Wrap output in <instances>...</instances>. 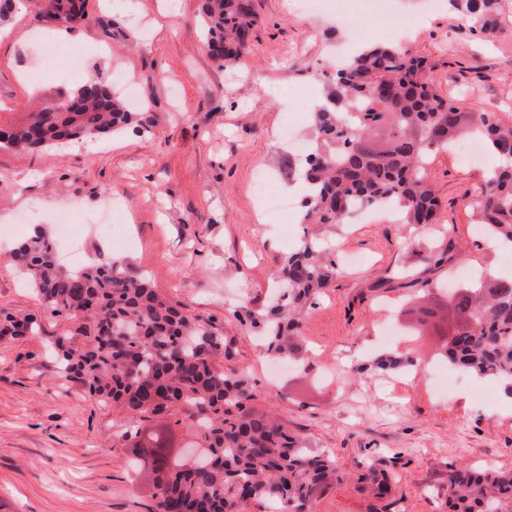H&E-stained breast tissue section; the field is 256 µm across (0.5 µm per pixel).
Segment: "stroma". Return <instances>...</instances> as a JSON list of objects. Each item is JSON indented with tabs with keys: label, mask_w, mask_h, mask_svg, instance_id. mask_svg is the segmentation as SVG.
<instances>
[{
	"label": "stroma",
	"mask_w": 512,
	"mask_h": 512,
	"mask_svg": "<svg viewBox=\"0 0 512 512\" xmlns=\"http://www.w3.org/2000/svg\"><path fill=\"white\" fill-rule=\"evenodd\" d=\"M258 16L242 66L221 68L202 46L199 0H86V18L53 57L36 31L60 28L48 0H30L0 21V122L7 124L76 88L70 52L135 84L137 122L101 140L47 151L0 149V236L25 240L32 225L58 238L61 209L84 257L113 254L152 276L224 336L225 369L244 371L253 407L274 410L308 448L329 454L343 475L315 512H371L354 489L358 463L394 482L395 512H448L454 465L512 471V398L501 385L437 360L443 340L408 333L406 311L431 302L451 313L454 296L485 270L512 276V250L488 249L470 202L496 160L463 164L433 153L428 178L440 221L400 222L375 212L333 231L264 214L253 185L264 178L290 195L295 150L281 131L305 132L301 100L322 96L346 25L303 0H252ZM365 41L383 40L396 19L415 18L404 44L423 57L439 91L466 112H512V23L487 39L451 18L445 0H386L378 17L352 4ZM119 204L121 237L101 239L91 219L106 196ZM308 236L343 265L336 282L301 315L298 348L274 369L264 341L238 312L268 305L281 258ZM440 256V264L424 254ZM0 308L36 315L40 335L0 341V512H152L150 482L137 478L115 436L117 416L49 353L66 320L47 314L0 250ZM384 354L425 361L427 374L382 371Z\"/></svg>",
	"instance_id": "stroma-1"
}]
</instances>
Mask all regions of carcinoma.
Segmentation results:
<instances>
[{
    "instance_id": "obj_1",
    "label": "carcinoma",
    "mask_w": 512,
    "mask_h": 512,
    "mask_svg": "<svg viewBox=\"0 0 512 512\" xmlns=\"http://www.w3.org/2000/svg\"><path fill=\"white\" fill-rule=\"evenodd\" d=\"M86 0H51L54 20L77 27ZM495 34L502 0H448ZM204 46L229 66L248 53L255 19L250 0H201ZM324 104L313 113L311 150L288 166L305 181L303 223L335 228L362 202L391 204L408 224L435 223L440 208L425 177L429 154L457 135L480 137L500 164L486 179L476 207L489 239L512 243V114L480 112L476 120L439 92L423 59L403 46L370 43L327 78ZM135 113L97 77L61 93L37 112L0 126V148L44 150L58 143L113 135ZM385 135L382 145L372 134ZM51 315L73 329L54 338L60 372L123 416L121 438L138 471L152 477L155 512H241L249 500L275 502L281 512H314L317 495L342 481L331 456L305 447L268 413L246 410L253 397L242 373L224 372V336L183 304L162 296L133 263L98 254L65 268L42 230L10 251ZM288 306L296 309L341 274L320 255V239L302 242L277 268ZM457 316L473 332L451 337L441 356L454 367L496 379L512 394V278H495L461 294ZM267 351L292 349L294 325L279 306L250 311ZM32 314L0 309V339L36 336ZM201 439L203 461L186 459L177 429ZM448 512H512V472L452 466ZM357 491L389 512L393 487L384 471L362 467Z\"/></svg>"
}]
</instances>
